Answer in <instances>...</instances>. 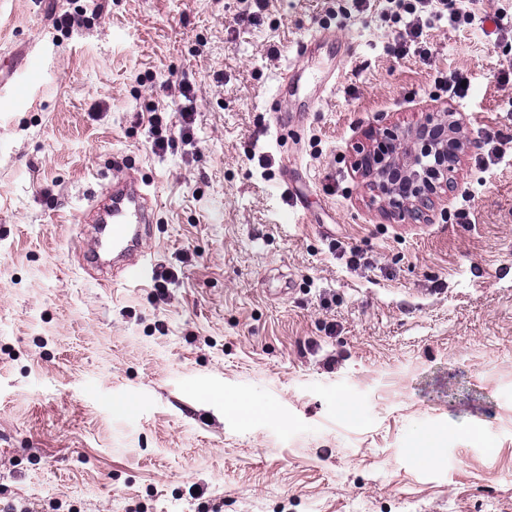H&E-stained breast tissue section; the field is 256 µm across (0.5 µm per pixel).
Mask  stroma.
I'll use <instances>...</instances> for the list:
<instances>
[{
	"instance_id": "1",
	"label": "stroma",
	"mask_w": 512,
	"mask_h": 512,
	"mask_svg": "<svg viewBox=\"0 0 512 512\" xmlns=\"http://www.w3.org/2000/svg\"><path fill=\"white\" fill-rule=\"evenodd\" d=\"M483 7L424 62L353 0H0V63L26 62L0 97V512H512V0ZM460 69L458 186L392 223L351 145ZM188 103L190 141L152 150ZM116 160L157 222L146 282L102 288L72 218ZM151 132V147L155 150H166L174 142L171 127L165 124L163 128V117L159 113H153L149 119Z\"/></svg>"
}]
</instances>
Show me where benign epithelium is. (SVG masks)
Segmentation results:
<instances>
[{"mask_svg":"<svg viewBox=\"0 0 512 512\" xmlns=\"http://www.w3.org/2000/svg\"><path fill=\"white\" fill-rule=\"evenodd\" d=\"M465 118L435 106L412 125L366 130L350 150V166L366 180L370 199L396 223L430 220L436 204L457 187V175L473 144L463 135Z\"/></svg>","mask_w":512,"mask_h":512,"instance_id":"benign-epithelium-1","label":"benign epithelium"}]
</instances>
